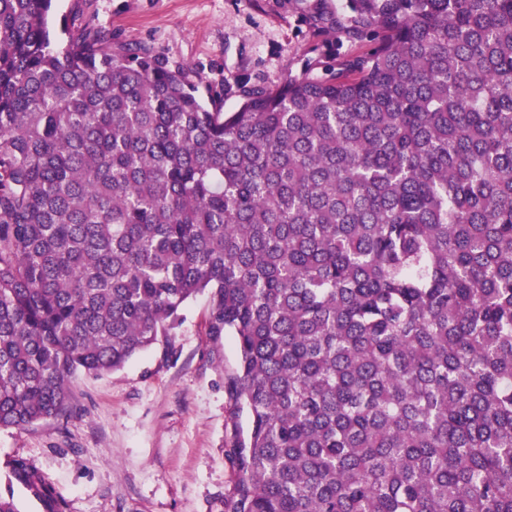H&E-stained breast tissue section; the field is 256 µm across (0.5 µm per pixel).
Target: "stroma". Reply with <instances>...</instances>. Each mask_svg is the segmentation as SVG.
Instances as JSON below:
<instances>
[{
	"label": "stroma",
	"mask_w": 512,
	"mask_h": 512,
	"mask_svg": "<svg viewBox=\"0 0 512 512\" xmlns=\"http://www.w3.org/2000/svg\"><path fill=\"white\" fill-rule=\"evenodd\" d=\"M317 0H90L88 19L117 41L150 47L190 68L238 104L240 84L339 68L378 42L347 29L350 0H326L336 28L315 30ZM210 298L199 295L166 336L103 376L77 372L62 417L27 429L0 428L7 461L33 462L68 512H227L233 448L248 428L229 390L238 366L233 336L210 335Z\"/></svg>",
	"instance_id": "35a3bbf8"
}]
</instances>
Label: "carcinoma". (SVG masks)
<instances>
[{"mask_svg":"<svg viewBox=\"0 0 512 512\" xmlns=\"http://www.w3.org/2000/svg\"><path fill=\"white\" fill-rule=\"evenodd\" d=\"M342 70L243 85L0 0V428L210 295L229 512H512V0H351ZM14 488L66 512L27 459Z\"/></svg>","mask_w":512,"mask_h":512,"instance_id":"cac0c4a2","label":"carcinoma"}]
</instances>
